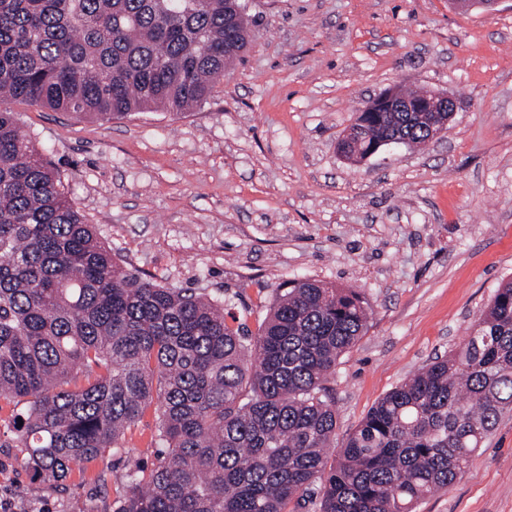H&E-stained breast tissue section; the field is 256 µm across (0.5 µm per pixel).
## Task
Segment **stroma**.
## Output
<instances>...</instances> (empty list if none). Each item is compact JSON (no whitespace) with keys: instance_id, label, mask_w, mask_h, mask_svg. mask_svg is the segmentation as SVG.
Returning a JSON list of instances; mask_svg holds the SVG:
<instances>
[{"instance_id":"1","label":"stroma","mask_w":512,"mask_h":512,"mask_svg":"<svg viewBox=\"0 0 512 512\" xmlns=\"http://www.w3.org/2000/svg\"><path fill=\"white\" fill-rule=\"evenodd\" d=\"M250 43L184 114L97 120L11 103L63 173L73 206L113 257L168 287L205 291L257 332L278 288L309 278L362 293L367 333L330 383L344 444L369 410L458 347L512 280V0H245ZM399 85L458 110L426 145L358 164L337 144L359 110ZM0 408V500L9 512H114L125 456L156 460L146 414L124 452L31 475ZM417 512H512V412L463 476Z\"/></svg>"}]
</instances>
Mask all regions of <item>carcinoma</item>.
Returning <instances> with one entry per match:
<instances>
[{
	"label": "carcinoma",
	"mask_w": 512,
	"mask_h": 512,
	"mask_svg": "<svg viewBox=\"0 0 512 512\" xmlns=\"http://www.w3.org/2000/svg\"><path fill=\"white\" fill-rule=\"evenodd\" d=\"M243 0H0V402L37 476L123 449L154 408L156 463L128 458L115 512H415L512 411V280L463 342L392 389L338 455L327 383L368 329L353 288L294 280L256 335L190 289L124 270L84 222L13 101L108 120L206 101L246 48ZM344 144L428 142L379 112ZM80 366L96 371L82 384Z\"/></svg>",
	"instance_id": "obj_1"
}]
</instances>
